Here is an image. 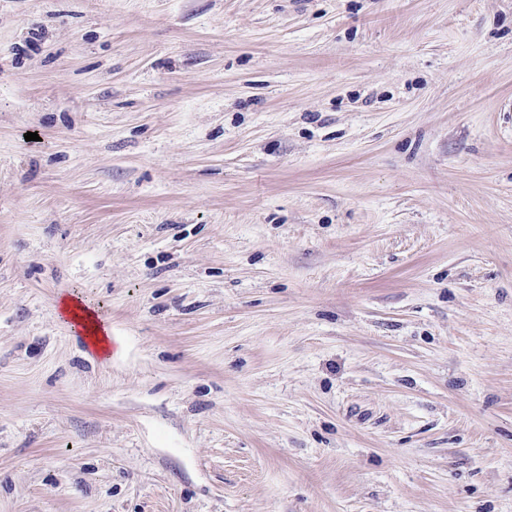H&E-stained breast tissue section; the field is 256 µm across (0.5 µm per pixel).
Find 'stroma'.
I'll return each mask as SVG.
<instances>
[{"label":"stroma","mask_w":512,"mask_h":512,"mask_svg":"<svg viewBox=\"0 0 512 512\" xmlns=\"http://www.w3.org/2000/svg\"><path fill=\"white\" fill-rule=\"evenodd\" d=\"M0 512H512V0H0ZM61 314L72 322L80 334L87 335L95 351L104 356L112 354V336L105 321L98 317L97 308L90 302L73 295L61 299ZM80 327V329L78 328ZM89 335V336H88Z\"/></svg>","instance_id":"1"}]
</instances>
